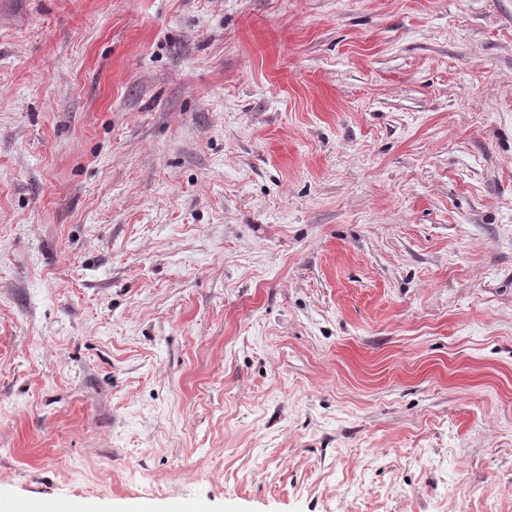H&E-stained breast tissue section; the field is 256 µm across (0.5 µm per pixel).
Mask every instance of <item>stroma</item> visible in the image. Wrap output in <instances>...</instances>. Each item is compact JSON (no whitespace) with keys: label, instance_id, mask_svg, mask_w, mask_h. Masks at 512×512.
<instances>
[{"label":"stroma","instance_id":"35a3bbf8","mask_svg":"<svg viewBox=\"0 0 512 512\" xmlns=\"http://www.w3.org/2000/svg\"><path fill=\"white\" fill-rule=\"evenodd\" d=\"M512 512V0H0V512ZM20 512H95V502L92 500L56 498L50 502L30 500L23 503Z\"/></svg>","mask_w":512,"mask_h":512}]
</instances>
